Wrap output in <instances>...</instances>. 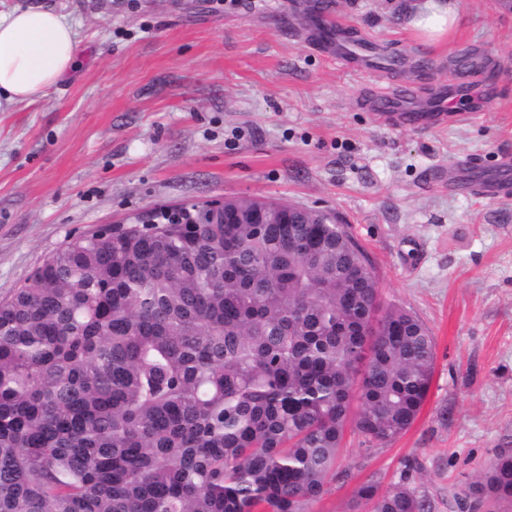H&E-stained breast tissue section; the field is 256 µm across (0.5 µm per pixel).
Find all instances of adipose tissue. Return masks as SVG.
Wrapping results in <instances>:
<instances>
[{
	"label": "adipose tissue",
	"instance_id": "adipose-tissue-1",
	"mask_svg": "<svg viewBox=\"0 0 512 512\" xmlns=\"http://www.w3.org/2000/svg\"><path fill=\"white\" fill-rule=\"evenodd\" d=\"M78 33L43 0L0 14V97L32 103L56 88L78 57Z\"/></svg>",
	"mask_w": 512,
	"mask_h": 512
}]
</instances>
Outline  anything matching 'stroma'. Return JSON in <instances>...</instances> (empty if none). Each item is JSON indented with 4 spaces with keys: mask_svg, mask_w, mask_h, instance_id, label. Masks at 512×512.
<instances>
[{
    "mask_svg": "<svg viewBox=\"0 0 512 512\" xmlns=\"http://www.w3.org/2000/svg\"><path fill=\"white\" fill-rule=\"evenodd\" d=\"M70 15L79 65L48 96L0 107V298L71 238L167 207L231 197L327 209L347 224L384 303L435 339L428 399L391 444L346 431L339 480L311 512H364L354 491L411 484L433 512L512 448V194L459 174L512 156V0H46ZM457 6L425 43L414 24ZM357 29L386 70L327 42ZM417 88L477 116L422 128L371 106Z\"/></svg>",
    "mask_w": 512,
    "mask_h": 512,
    "instance_id": "1",
    "label": "stroma"
}]
</instances>
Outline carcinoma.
Masks as SVG:
<instances>
[{"instance_id":"carcinoma-1","label":"carcinoma","mask_w":512,"mask_h":512,"mask_svg":"<svg viewBox=\"0 0 512 512\" xmlns=\"http://www.w3.org/2000/svg\"><path fill=\"white\" fill-rule=\"evenodd\" d=\"M123 224L69 240L0 299V512H309L347 427L388 445L435 343L384 305L345 224ZM512 499L504 448L464 490ZM367 512H432L402 479Z\"/></svg>"}]
</instances>
